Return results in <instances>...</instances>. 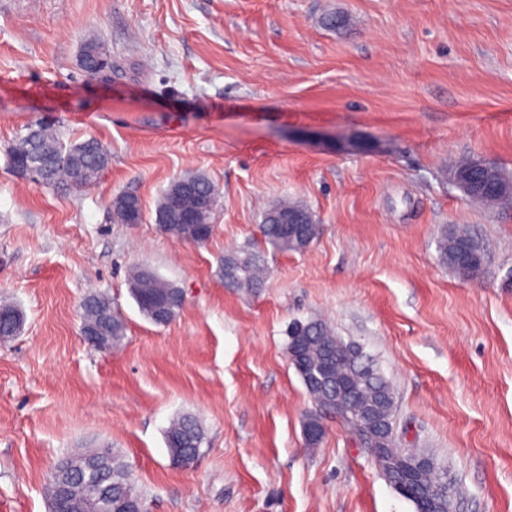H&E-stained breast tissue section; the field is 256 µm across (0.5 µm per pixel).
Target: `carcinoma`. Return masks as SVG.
<instances>
[{
	"instance_id": "carcinoma-1",
	"label": "carcinoma",
	"mask_w": 512,
	"mask_h": 512,
	"mask_svg": "<svg viewBox=\"0 0 512 512\" xmlns=\"http://www.w3.org/2000/svg\"><path fill=\"white\" fill-rule=\"evenodd\" d=\"M10 165L19 166L37 161L46 168V185H62L82 190L95 185L108 167L110 156L95 138L64 144L54 126L38 123L27 128L8 151ZM66 158L60 164L57 159ZM183 183V191L174 182L164 192L156 210L159 228L180 239L204 243L198 232L210 225L211 214L219 195L218 189L205 177L193 175ZM186 211L199 214L201 223L186 226L173 222V202ZM113 214L122 224H139L143 220L140 200L131 194H119L112 200ZM290 214H299L301 224H287ZM264 243L282 253L300 252L318 236L309 208L300 203L282 200L264 212L261 221ZM439 262L463 278L478 274L486 259L482 241L465 228H443L437 244ZM224 285L247 293L264 287L265 261L258 251L243 249L224 255ZM130 294L140 312L156 325L170 323L180 311L183 301L179 288L159 277L148 267L134 270L129 280ZM83 322L103 329L112 337V347L119 346L125 336V323L112 297L99 291L89 292L81 304ZM21 317L8 304L0 306V342L17 335ZM297 329L288 334L286 352L303 385L314 381L321 390L308 394L316 406L303 423L306 446L316 448L322 442L325 428L323 412H332L359 441L368 448H391L396 439L370 427L364 407L380 395L396 398L393 387L368 355L358 354L357 345L337 336L320 319L295 323ZM341 394L346 409L336 408V394ZM204 434L190 416L173 420L165 432V442L173 464L185 466L199 457ZM410 476L407 488L413 493L444 496L446 472L438 469L424 473L415 468L412 457H406ZM67 486V495L59 496V487ZM48 494L55 512H76L81 505L87 512H133L145 505L132 482L129 465L110 449L90 448L64 458L49 477Z\"/></svg>"
}]
</instances>
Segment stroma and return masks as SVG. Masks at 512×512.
Returning <instances> with one entry per match:
<instances>
[{"label": "stroma", "mask_w": 512, "mask_h": 512, "mask_svg": "<svg viewBox=\"0 0 512 512\" xmlns=\"http://www.w3.org/2000/svg\"><path fill=\"white\" fill-rule=\"evenodd\" d=\"M89 40L108 77L81 68ZM41 120L103 144L95 186L14 173ZM469 157L512 176V0H0V302L24 315L0 343V512H50L48 475L88 448L122 455L149 512H415L333 415L306 447L315 405L286 342L309 317L375 359L399 446L436 457L458 512H512V206L463 194ZM188 175L220 192L199 245L155 222ZM122 192L142 223L114 222ZM284 198L318 237L266 249L258 292L225 287V254ZM445 225L483 242L477 276L439 263ZM139 265L184 294L167 325L129 292ZM92 287L125 321L119 348L80 334ZM183 414L204 443L178 468L164 431Z\"/></svg>", "instance_id": "obj_1"}]
</instances>
